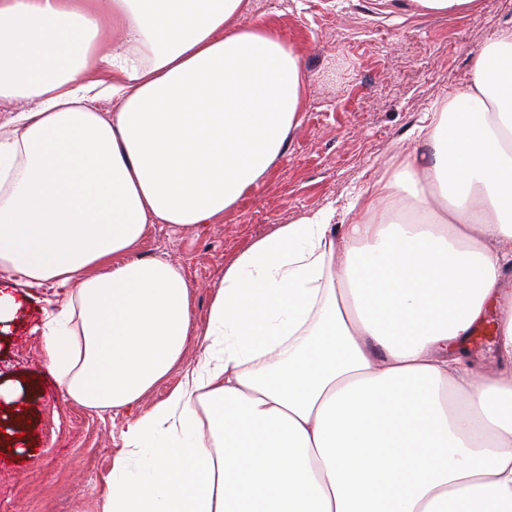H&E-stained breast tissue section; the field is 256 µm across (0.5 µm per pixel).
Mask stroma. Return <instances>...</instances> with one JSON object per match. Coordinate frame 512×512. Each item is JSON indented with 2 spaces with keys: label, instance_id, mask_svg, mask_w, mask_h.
<instances>
[{
  "label": "stroma",
  "instance_id": "35a3bbf8",
  "mask_svg": "<svg viewBox=\"0 0 512 512\" xmlns=\"http://www.w3.org/2000/svg\"><path fill=\"white\" fill-rule=\"evenodd\" d=\"M239 23L261 26L298 55L306 76L300 125L269 174L214 223L155 225L142 253L183 268L204 330L224 266L275 225L351 202L417 147L418 129L473 78L477 51L512 30V0L472 12L420 13L411 0H244ZM21 310L0 333V381L33 385L24 433L0 453V512H88L135 414L64 400L35 327L41 293L16 290Z\"/></svg>",
  "mask_w": 512,
  "mask_h": 512
}]
</instances>
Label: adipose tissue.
Wrapping results in <instances>:
<instances>
[{"label": "adipose tissue", "instance_id": "adipose-tissue-1", "mask_svg": "<svg viewBox=\"0 0 512 512\" xmlns=\"http://www.w3.org/2000/svg\"><path fill=\"white\" fill-rule=\"evenodd\" d=\"M243 0H0V277L51 288L58 385L140 412L93 512H512V30L410 153L257 237L204 331L181 269L141 255L261 180L299 125L288 45ZM116 100L111 117L97 109ZM495 313L494 357L461 351ZM201 339V336H196V338L187 345L181 359L173 367L167 379L155 386L146 395L142 403L145 409H149L154 404L164 400L169 395L171 390L179 383L185 369L197 358L200 352L199 340Z\"/></svg>", "mask_w": 512, "mask_h": 512}]
</instances>
